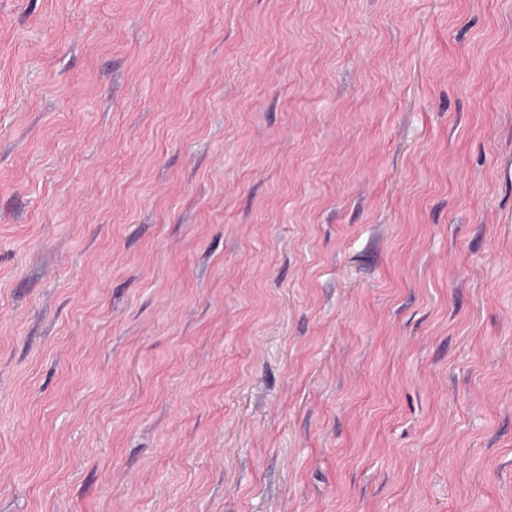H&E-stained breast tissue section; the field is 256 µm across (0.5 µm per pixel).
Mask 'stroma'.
<instances>
[{"label":"stroma","mask_w":512,"mask_h":512,"mask_svg":"<svg viewBox=\"0 0 512 512\" xmlns=\"http://www.w3.org/2000/svg\"><path fill=\"white\" fill-rule=\"evenodd\" d=\"M0 512H512V0H0Z\"/></svg>","instance_id":"35a3bbf8"}]
</instances>
